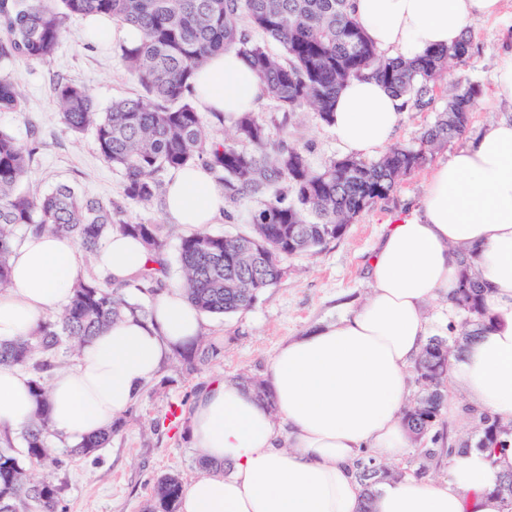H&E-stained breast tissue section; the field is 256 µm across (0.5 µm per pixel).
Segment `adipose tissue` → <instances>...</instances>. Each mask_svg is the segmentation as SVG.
I'll use <instances>...</instances> for the list:
<instances>
[{"label":"adipose tissue","instance_id":"1","mask_svg":"<svg viewBox=\"0 0 512 512\" xmlns=\"http://www.w3.org/2000/svg\"><path fill=\"white\" fill-rule=\"evenodd\" d=\"M352 4L379 49L412 61L453 46L476 22L498 16L504 0ZM195 81L202 105L228 117L264 96L232 50L215 54ZM404 110L403 97L377 80L354 79L336 98L331 127L349 154L374 157L392 143ZM223 207L222 191L200 166L180 172L167 192L166 215L182 227L212 223ZM146 259L138 239L115 233L97 266L118 286ZM465 259L483 288L487 325L454 360L450 384L472 407L512 422V118H502L430 172L416 211L387 222L368 259L365 303L278 348L264 372L273 404L226 379L194 400L191 442L224 469L191 481L180 512H359L353 465L365 453L388 461L408 448L402 412L410 371L433 334L425 307L450 298ZM11 264V284L0 291V342L62 308L80 275L73 241L51 234L28 235ZM202 323V313L172 287L156 298L150 319L127 316L95 336L51 380L55 431L76 443L105 430L169 352L199 338ZM33 410L29 375L0 366V426L22 430ZM511 468L512 447L454 455L447 479L381 484L373 512H500L487 492Z\"/></svg>","mask_w":512,"mask_h":512}]
</instances>
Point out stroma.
I'll use <instances>...</instances> for the list:
<instances>
[{
	"label": "stroma",
	"mask_w": 512,
	"mask_h": 512,
	"mask_svg": "<svg viewBox=\"0 0 512 512\" xmlns=\"http://www.w3.org/2000/svg\"><path fill=\"white\" fill-rule=\"evenodd\" d=\"M67 27L68 35L53 58L44 63L15 62L12 72L24 92V105L18 112H0V127L25 145L29 126H38L42 145L29 175L31 187L43 191L66 182L85 196L114 200L121 191L120 174L101 159L92 133L75 135L61 124L53 85L60 78L79 84L102 109L112 100L140 95L141 89L125 67L121 41L101 44L90 40L80 17L68 21ZM509 29L512 0H505L497 19L477 22L471 28L474 52L467 61L449 62L434 102L424 111L404 112L394 143L417 145L448 95L476 83L482 94L464 137L436 149L429 167L401 178L393 194L350 224L341 240L321 251L288 259L284 277L266 289L251 309L205 316L202 334L222 346L223 355L194 373L175 359L164 361L133 403L124 430L113 436L98 459L75 457L65 471L56 473V482L65 487L68 512H144L159 476L172 473L186 484L200 476L199 451L187 435L197 385L242 374L262 377L280 344L316 323L340 318L363 302L368 293L367 258L385 222L418 207L430 166L448 161L490 120L512 111V103L499 101L495 94V77L504 60L501 34ZM255 111L271 139L309 146L314 168L344 157L333 130L312 109L287 118L276 102L266 97ZM174 403L181 414L173 421L169 411ZM393 466L403 476L418 480L448 476L447 458L427 459L417 443L410 444Z\"/></svg>",
	"instance_id": "stroma-1"
}]
</instances>
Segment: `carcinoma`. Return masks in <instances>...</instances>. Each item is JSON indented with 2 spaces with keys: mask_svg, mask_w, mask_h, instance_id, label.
<instances>
[{
  "mask_svg": "<svg viewBox=\"0 0 512 512\" xmlns=\"http://www.w3.org/2000/svg\"><path fill=\"white\" fill-rule=\"evenodd\" d=\"M92 14L108 15L142 32L138 45L122 48L142 94L115 100L104 111L80 85L58 81L54 94L64 127L74 135L92 131L102 160L120 172L122 201L88 198L66 183L43 193L31 188L28 176L41 146L38 127H29L26 146L0 128V290L11 279L13 246L30 232L72 238L90 258L99 255L108 236L121 232L139 238L155 256L153 265L132 276L133 288L154 295L173 280L203 313L248 310L281 280L288 258L342 239L348 226L386 199L401 177L462 135L481 95L479 86L470 85L448 96L415 147H393L373 162L344 157L340 168L333 160L315 169L308 147L271 140L253 111L239 113L231 143L210 131L224 122V113L212 112V120H205L194 83L210 56L236 51L284 116L311 106L328 124L336 94L352 79H375L406 97L411 109L423 110L433 102L448 62L471 57L470 39L431 49L415 61L389 57L369 40L351 0H0V62L50 59L67 34V21ZM254 31L262 40L253 38ZM269 41L282 47L284 57L268 49ZM23 99L17 82L0 72V112L19 110ZM195 165L214 175L227 199L248 195L256 207L249 214L248 231L182 234L172 256L164 225L130 221L126 205L153 204L163 195V174ZM452 302L465 314L461 331L466 340L429 339L415 367L421 392L405 411L404 424L413 441L446 443L449 455L473 447L495 455L512 424L485 412L470 410L471 428L453 439L435 430L448 405L451 360L475 336L470 326L483 314L482 288L466 271ZM128 314L150 316L128 299L124 286H111L90 273L77 279L61 312L40 320L29 335L0 343V366L30 375L36 401L34 420L21 431L22 453L11 452L9 429L0 432V512H66L62 485L47 476L34 481L29 471L65 469L71 457L95 455L123 430L119 418L104 432L56 454L50 445L56 433L46 380L64 364L62 357L71 347L89 342ZM222 353L223 347L208 343L180 349L177 356L193 370L196 363ZM355 477L363 488L361 512H372L377 486L395 479L394 472L371 458L356 462ZM183 491L178 476H160L146 512H177Z\"/></svg>",
  "mask_w": 512,
  "mask_h": 512,
  "instance_id": "carcinoma-1",
  "label": "carcinoma"
}]
</instances>
